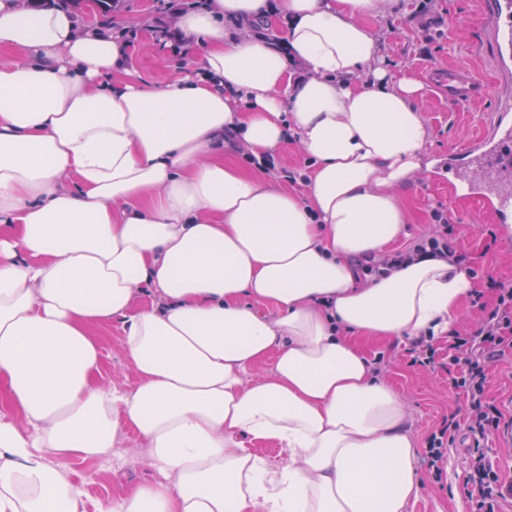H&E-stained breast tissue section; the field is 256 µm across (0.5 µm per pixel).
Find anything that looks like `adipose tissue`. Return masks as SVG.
Wrapping results in <instances>:
<instances>
[{
    "instance_id": "1",
    "label": "adipose tissue",
    "mask_w": 512,
    "mask_h": 512,
    "mask_svg": "<svg viewBox=\"0 0 512 512\" xmlns=\"http://www.w3.org/2000/svg\"><path fill=\"white\" fill-rule=\"evenodd\" d=\"M399 7L210 0L179 22L197 75L149 85L112 32L0 0V512H85L71 464L107 457L126 423L157 475L98 512L419 497L418 443L366 344L447 331L475 283L431 255L382 277L357 265L404 235L396 190L433 167L425 86L383 67L370 26ZM279 14L281 47L226 28ZM228 137L258 160L296 140L305 192L239 166ZM117 320L137 377L122 391L100 381Z\"/></svg>"
}]
</instances>
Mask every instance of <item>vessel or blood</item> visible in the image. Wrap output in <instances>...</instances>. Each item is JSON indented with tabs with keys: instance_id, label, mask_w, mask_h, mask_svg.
<instances>
[{
	"instance_id": "obj_1",
	"label": "vessel or blood",
	"mask_w": 512,
	"mask_h": 512,
	"mask_svg": "<svg viewBox=\"0 0 512 512\" xmlns=\"http://www.w3.org/2000/svg\"><path fill=\"white\" fill-rule=\"evenodd\" d=\"M490 20L500 59L511 61L512 0H491ZM440 90L450 104L461 105L481 96L483 83L477 76L465 79L451 70L442 76ZM462 167L480 173V180L473 186L474 195L490 199L493 221L512 223V102L496 112L488 126L461 153L449 155V171Z\"/></svg>"
}]
</instances>
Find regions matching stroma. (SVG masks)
Instances as JSON below:
<instances>
[{"mask_svg": "<svg viewBox=\"0 0 512 512\" xmlns=\"http://www.w3.org/2000/svg\"><path fill=\"white\" fill-rule=\"evenodd\" d=\"M405 9L385 12L373 19L385 57L393 73L408 72L426 85L418 108L427 119L432 136L428 150L438 165H446L450 152L459 150L482 129L484 117L497 112L506 96H512V73H505L497 60L487 25L489 0H405ZM72 14L82 32L102 28L106 19L120 25H137L139 38L129 53L138 75L162 85L172 80L171 50L157 40L152 30L153 0H122V8L107 16L100 0H79ZM479 74L488 92L466 107L450 105L438 92L434 80L448 69ZM398 196L406 205L410 222L396 244L405 249L432 228L431 214L439 210L456 229V244L476 270L474 282L483 291L486 305H493L490 280H512V230L495 223L482 202L448 189L446 175H415ZM122 329L112 325L103 336L102 364L107 385L128 389L135 378L121 349ZM408 341L372 343L370 357H383L380 379L400 395L408 412V428L418 443H425L442 419L464 415L465 399L448 392L439 372H425L410 364ZM468 439L449 449L447 477L435 482L427 467H420L422 492L407 512H467L462 487L468 460ZM145 442L134 427L112 450L110 459L72 465V478L93 499L118 495L123 488L152 480L154 470L144 459Z\"/></svg>", "mask_w": 512, "mask_h": 512, "instance_id": "obj_1", "label": "stroma"}]
</instances>
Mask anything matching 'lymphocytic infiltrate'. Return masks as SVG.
<instances>
[{
	"mask_svg": "<svg viewBox=\"0 0 512 512\" xmlns=\"http://www.w3.org/2000/svg\"><path fill=\"white\" fill-rule=\"evenodd\" d=\"M437 228L424 235L407 249L385 255L370 263L373 273L386 274L415 257L432 254L453 263L462 256L455 247L454 226L442 211H434ZM496 305L477 327L455 334L448 344V364L444 371L448 388L466 401L463 417L448 416L444 425L433 433L426 450V462L434 478H442V464L450 448L461 436H468L470 460L464 496L468 512H499V503L512 497V476L490 461L483 451V442L493 433L512 435V409L488 401L485 386L491 363L500 355L512 352V281H497Z\"/></svg>",
	"mask_w": 512,
	"mask_h": 512,
	"instance_id": "lymphocytic-infiltrate-1",
	"label": "lymphocytic infiltrate"
}]
</instances>
